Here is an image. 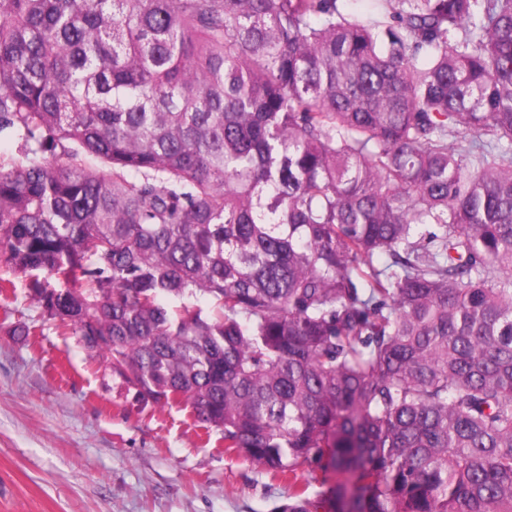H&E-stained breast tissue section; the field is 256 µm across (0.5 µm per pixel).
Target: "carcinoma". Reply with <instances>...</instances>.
I'll return each mask as SVG.
<instances>
[{
    "mask_svg": "<svg viewBox=\"0 0 512 512\" xmlns=\"http://www.w3.org/2000/svg\"><path fill=\"white\" fill-rule=\"evenodd\" d=\"M0 263L333 512H512V0H0Z\"/></svg>",
    "mask_w": 512,
    "mask_h": 512,
    "instance_id": "1",
    "label": "carcinoma"
}]
</instances>
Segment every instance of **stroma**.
<instances>
[{
  "label": "stroma",
  "mask_w": 512,
  "mask_h": 512,
  "mask_svg": "<svg viewBox=\"0 0 512 512\" xmlns=\"http://www.w3.org/2000/svg\"><path fill=\"white\" fill-rule=\"evenodd\" d=\"M0 512H328L324 464L296 483L235 453L186 411L134 398L31 304L24 278L0 264ZM29 335H20V328Z\"/></svg>",
  "instance_id": "obj_1"
}]
</instances>
